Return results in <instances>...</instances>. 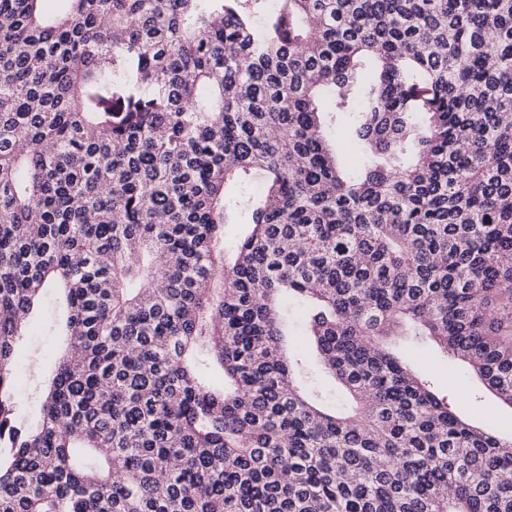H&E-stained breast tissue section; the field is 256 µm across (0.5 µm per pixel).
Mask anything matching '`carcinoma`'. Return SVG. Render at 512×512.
Here are the masks:
<instances>
[{"label":"carcinoma","mask_w":512,"mask_h":512,"mask_svg":"<svg viewBox=\"0 0 512 512\" xmlns=\"http://www.w3.org/2000/svg\"><path fill=\"white\" fill-rule=\"evenodd\" d=\"M42 2L0 0V512H512V436L387 347L512 407V0ZM28 344L30 350L19 357L14 368L18 395L23 399L30 398L35 386L41 381L46 356L55 352L61 344L60 336L51 335L49 318L31 326ZM396 351L408 354L415 368L430 376L434 386L448 395V402L468 420L492 425L512 421L511 410L486 391L474 375L459 362L450 359L428 336H391Z\"/></svg>","instance_id":"cac0c4a2"}]
</instances>
